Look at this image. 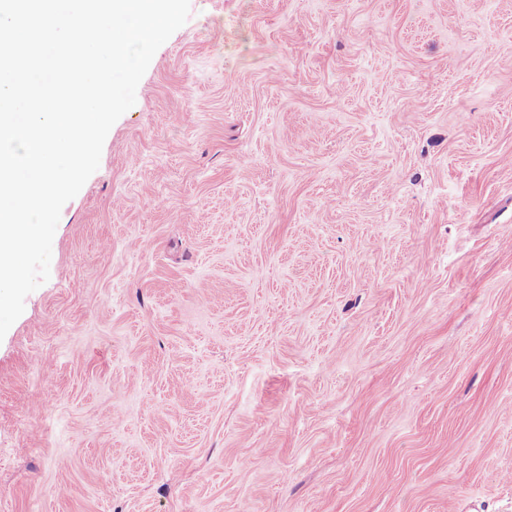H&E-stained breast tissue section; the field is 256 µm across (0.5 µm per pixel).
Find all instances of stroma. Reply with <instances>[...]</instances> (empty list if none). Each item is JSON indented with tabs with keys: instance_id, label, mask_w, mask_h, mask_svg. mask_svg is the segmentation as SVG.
I'll use <instances>...</instances> for the list:
<instances>
[{
	"instance_id": "obj_1",
	"label": "stroma",
	"mask_w": 512,
	"mask_h": 512,
	"mask_svg": "<svg viewBox=\"0 0 512 512\" xmlns=\"http://www.w3.org/2000/svg\"><path fill=\"white\" fill-rule=\"evenodd\" d=\"M0 339V512H512V0H190Z\"/></svg>"
}]
</instances>
